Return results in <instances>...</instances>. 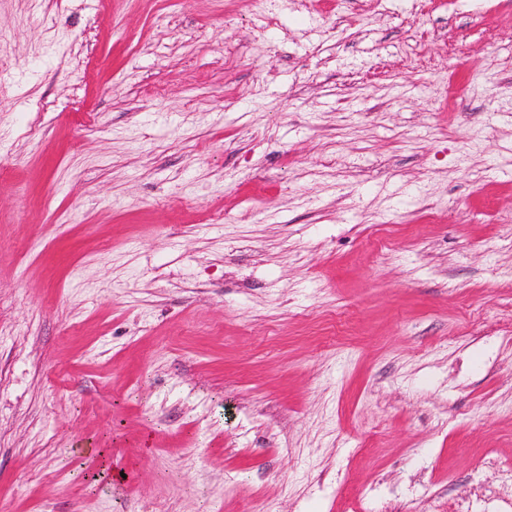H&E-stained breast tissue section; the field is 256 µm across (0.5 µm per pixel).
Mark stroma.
<instances>
[{
  "instance_id": "1",
  "label": "stroma",
  "mask_w": 512,
  "mask_h": 512,
  "mask_svg": "<svg viewBox=\"0 0 512 512\" xmlns=\"http://www.w3.org/2000/svg\"><path fill=\"white\" fill-rule=\"evenodd\" d=\"M1 56L0 512H512V0H0Z\"/></svg>"
}]
</instances>
